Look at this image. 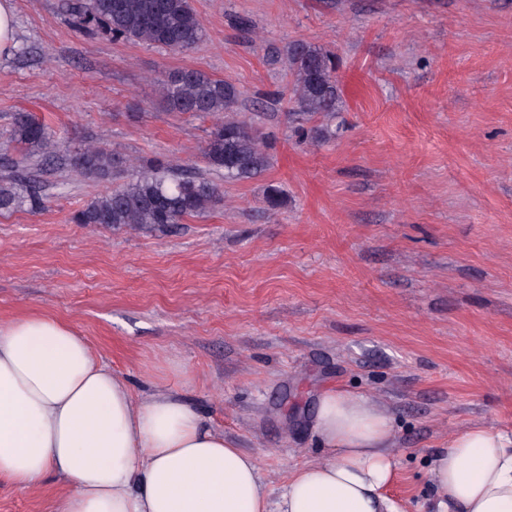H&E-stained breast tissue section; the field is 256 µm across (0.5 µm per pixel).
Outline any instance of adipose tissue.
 Listing matches in <instances>:
<instances>
[{
  "instance_id": "obj_1",
  "label": "adipose tissue",
  "mask_w": 512,
  "mask_h": 512,
  "mask_svg": "<svg viewBox=\"0 0 512 512\" xmlns=\"http://www.w3.org/2000/svg\"><path fill=\"white\" fill-rule=\"evenodd\" d=\"M329 456L291 470L271 498L256 458L160 389L136 398L69 324L44 314L0 325V477L66 485L54 512H400L393 431L374 398L319 397ZM434 512H512V432L472 424L433 462Z\"/></svg>"
}]
</instances>
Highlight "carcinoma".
Here are the masks:
<instances>
[{
  "label": "carcinoma",
  "mask_w": 512,
  "mask_h": 512,
  "mask_svg": "<svg viewBox=\"0 0 512 512\" xmlns=\"http://www.w3.org/2000/svg\"><path fill=\"white\" fill-rule=\"evenodd\" d=\"M75 23L92 32H104L119 41H140L171 51L195 47L204 36L202 20L190 0H80L73 7ZM295 74L294 103L302 115H328L337 111L341 98L333 55L306 42L288 46ZM163 100L172 112L204 114L214 119L205 148L209 164L224 171V180L254 178L271 165L267 143L236 109L239 91L228 81L213 79L191 69L170 73L163 82ZM11 139L22 152L11 175L0 179V214L24 205L40 204L39 190L26 181L31 154L48 159L60 152L48 126L29 115L17 118ZM81 173L110 177L130 167L128 160L95 144L76 153ZM140 176L96 198L74 215L78 224L165 225L179 224L223 201L219 187L205 177L174 172L159 160H137Z\"/></svg>",
  "instance_id": "cac0c4a2"
}]
</instances>
